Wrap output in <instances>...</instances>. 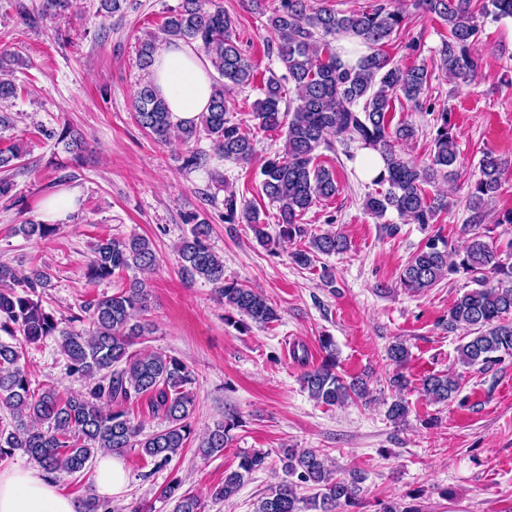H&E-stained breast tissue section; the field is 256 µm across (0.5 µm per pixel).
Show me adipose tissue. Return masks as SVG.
<instances>
[{"instance_id": "obj_1", "label": "adipose tissue", "mask_w": 512, "mask_h": 512, "mask_svg": "<svg viewBox=\"0 0 512 512\" xmlns=\"http://www.w3.org/2000/svg\"><path fill=\"white\" fill-rule=\"evenodd\" d=\"M210 72L208 59L186 43H167L156 52L150 81L174 123L195 120L205 111ZM0 512H78V505L38 470L17 467L0 471Z\"/></svg>"}]
</instances>
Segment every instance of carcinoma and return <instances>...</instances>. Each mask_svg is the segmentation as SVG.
I'll use <instances>...</instances> for the list:
<instances>
[{"label": "carcinoma", "mask_w": 512, "mask_h": 512, "mask_svg": "<svg viewBox=\"0 0 512 512\" xmlns=\"http://www.w3.org/2000/svg\"><path fill=\"white\" fill-rule=\"evenodd\" d=\"M413 6L433 14L448 27V37L439 49L440 68L462 84L475 77L480 59L473 52L480 19L512 18V0H486L475 13L473 0H413ZM406 19V11L391 8L385 0H374L366 9L348 14L327 6L314 7L310 0H275L268 25L276 36L277 58L285 73L268 77L264 98L254 108L259 128L278 129L288 116L283 151L266 158L261 167V192L278 205L280 235L290 241L306 235L302 216L316 203L333 198L339 192L336 175L316 163L318 150L337 144L346 157L354 159L355 149H372L384 162V171L373 183L384 190L369 194L363 201L367 212L381 219L394 211L410 224L426 226L448 208L441 196L430 194L428 186L457 175L458 145L455 125L447 109L438 110L435 135L429 159L417 164L405 159L396 143L415 135L412 126H392L388 113L395 98L402 97L417 110L424 109L423 95L429 74L425 66L403 68L377 51ZM168 41L196 44L210 61L217 77L211 85L206 111L197 120L177 125L171 120L164 100L149 82L141 85L134 98V118L159 142L177 136L184 144L205 137L212 142L214 155L236 163H249L254 156L253 139L242 125L229 117V102L224 89L252 83L255 66L239 45L235 20L216 0H181L178 9L166 17L160 28ZM357 38L367 54L352 64L336 51V40ZM158 35L140 40L138 62L143 70L151 68ZM23 60L11 53H0V105L18 98L21 88L4 76V66L21 65ZM294 85L297 101L286 100L285 83ZM288 102V111L281 104ZM46 139L64 144L67 152L79 155L82 136L68 124L41 128ZM17 143L0 146V198L14 197V181L5 172L22 157ZM212 155V156H214ZM212 156L190 150L183 157V168L194 170L209 164ZM508 161L486 151L479 162V177L470 184L469 206L474 211L470 223L463 226L465 244L457 247L440 235H434L410 257L399 273L400 286L413 292H425L452 275H462L474 287L456 297L448 308V327L464 326L470 337L457 348L458 361L468 367L488 370L505 359H512V262L504 259L491 240V230L482 223V209L501 187ZM227 219L245 223L261 244L269 240L259 213L244 205L237 207L235 195L224 200ZM194 224L191 236L178 245L182 273L192 280L213 285L217 300L240 316L224 320L246 326L245 320L266 326L279 321L277 307L263 293L236 280L224 277V259L208 244L210 224L188 216ZM57 224H23L18 231L26 236L49 238ZM348 248L347 238L325 232L309 238L308 246L290 253L300 268L314 265L318 256H330ZM85 278L91 283L121 279L117 291L88 304L87 317L68 319L70 328L61 327L62 319L43 305V294L52 287L51 274L36 268L22 280L13 269L0 265V333L24 345L36 344L48 337H60L61 351L68 370L85 380L80 392L60 393L47 384L32 387L29 373L20 364L23 345L0 340V406L13 417L11 427L0 426V459L21 450L53 479L60 472L84 471L100 453L122 455L138 448L158 469L170 464L190 441V418L194 410L191 390L193 370L177 357L159 351L132 347L148 334L147 324L135 315L148 308L150 296L146 275L157 265L153 242L143 236L102 238L93 248ZM133 273L131 278L126 274ZM88 320L89 328L75 329L73 323ZM323 357L318 365H307L305 347L293 348V358L305 370L301 385L310 397L326 406L343 405L368 397L366 382L346 379L338 371L336 344L331 336L319 338ZM388 358L399 368L409 358L407 347L396 342L387 350ZM409 380L398 371L388 379L395 399L387 410L390 421L406 420L409 407L402 398ZM459 379L451 374H432L422 382L423 394L435 403H447L458 397ZM146 396L151 411L162 416L167 426L146 437L132 419L129 406ZM243 426L241 417L227 413L216 422L198 444V452L213 456L224 452L233 440L232 431ZM282 462L288 476L269 489L255 512H337L341 507L360 505L362 477L353 473L338 477L327 468L326 460L314 450L282 449ZM267 454L245 452L236 469L224 472V484L213 496L228 500L242 487L246 476L266 467ZM301 484L315 490L301 497ZM159 497L174 503L173 512H203L200 497L183 489L175 477L161 487ZM80 512H112L109 503L93 494L80 502Z\"/></svg>", "instance_id": "cac0c4a2"}]
</instances>
